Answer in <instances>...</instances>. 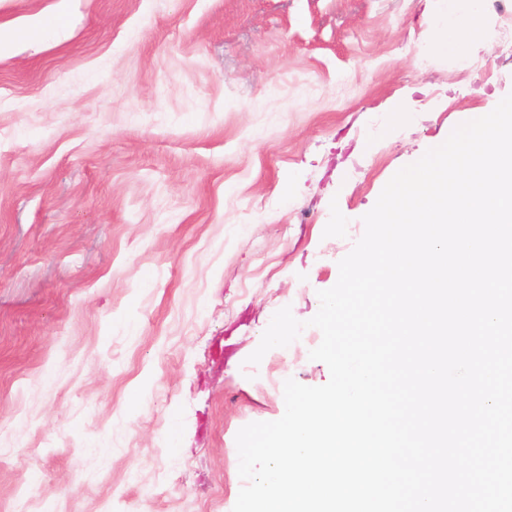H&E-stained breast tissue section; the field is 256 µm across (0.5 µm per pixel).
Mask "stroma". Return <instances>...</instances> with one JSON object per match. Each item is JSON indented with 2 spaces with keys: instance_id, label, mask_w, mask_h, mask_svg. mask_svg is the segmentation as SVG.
I'll use <instances>...</instances> for the list:
<instances>
[{
  "instance_id": "35a3bbf8",
  "label": "stroma",
  "mask_w": 512,
  "mask_h": 512,
  "mask_svg": "<svg viewBox=\"0 0 512 512\" xmlns=\"http://www.w3.org/2000/svg\"><path fill=\"white\" fill-rule=\"evenodd\" d=\"M448 0H0V512H232L319 291L403 166L512 94ZM406 112L397 125L393 111ZM290 307L306 327L258 347ZM444 24L437 31L441 47L456 55L466 47L486 40L481 21V0H449ZM62 26L63 17L61 16L53 21L39 19L27 31H18L13 28H3L0 26V55L14 43L25 37L47 35Z\"/></svg>"
}]
</instances>
